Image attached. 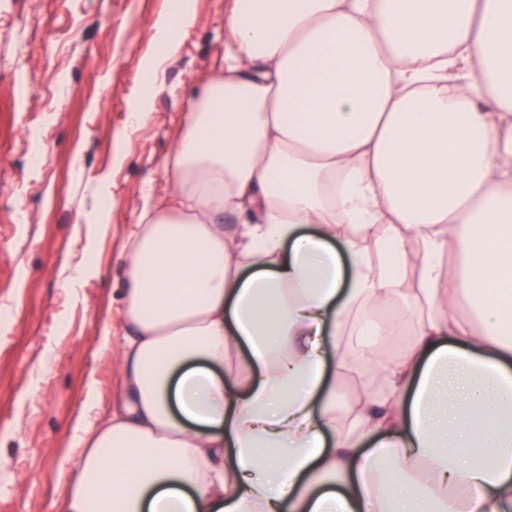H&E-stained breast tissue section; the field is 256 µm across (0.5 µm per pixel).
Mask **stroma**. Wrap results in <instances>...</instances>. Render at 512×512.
Listing matches in <instances>:
<instances>
[{"label": "stroma", "mask_w": 512, "mask_h": 512, "mask_svg": "<svg viewBox=\"0 0 512 512\" xmlns=\"http://www.w3.org/2000/svg\"><path fill=\"white\" fill-rule=\"evenodd\" d=\"M166 0H0V512H60L64 466L87 383L115 397L126 286L122 255L146 188L166 194L188 102L224 68L228 0H194L150 117L128 127ZM124 161L114 164V149ZM39 152L41 168L28 156ZM112 190V222H94L99 177ZM25 212L26 223L15 221ZM94 249L99 275L77 289L69 273Z\"/></svg>", "instance_id": "obj_1"}]
</instances>
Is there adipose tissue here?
<instances>
[{
    "label": "adipose tissue",
    "instance_id": "obj_1",
    "mask_svg": "<svg viewBox=\"0 0 512 512\" xmlns=\"http://www.w3.org/2000/svg\"><path fill=\"white\" fill-rule=\"evenodd\" d=\"M192 3L153 23L132 124ZM224 29L126 236L124 396L64 512H512V0H230ZM398 299L394 361L405 324L372 312ZM368 365L386 394L341 428ZM356 397L355 384L349 379L340 381L336 388V416L340 422L355 408Z\"/></svg>",
    "mask_w": 512,
    "mask_h": 512
}]
</instances>
